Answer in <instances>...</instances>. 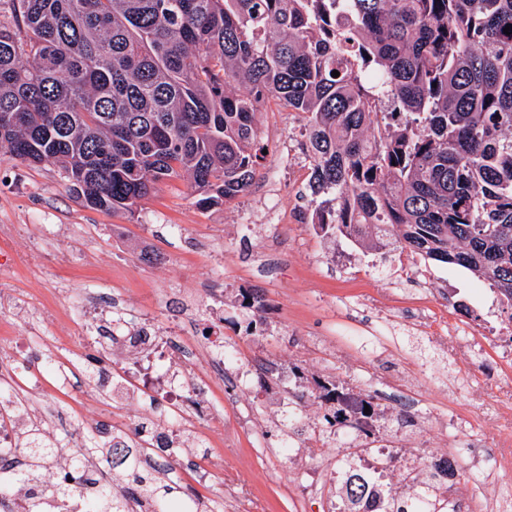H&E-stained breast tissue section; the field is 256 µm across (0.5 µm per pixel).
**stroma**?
<instances>
[{"mask_svg":"<svg viewBox=\"0 0 512 512\" xmlns=\"http://www.w3.org/2000/svg\"><path fill=\"white\" fill-rule=\"evenodd\" d=\"M267 154L251 187L227 205L198 207L190 181L177 178L158 185L135 216L94 210L70 190L55 163L28 165L0 156V337L35 333L24 356L22 384L37 380L45 401L59 413L50 432L69 450L79 441L74 409L85 395L112 396V376L126 359L107 342L79 336V310L61 299L62 289L108 297L125 291V321L151 322L159 333L178 324L181 338L205 344V316L174 321L182 304L206 295L224 311V339L246 357L248 395L224 387L206 391L208 409L199 416L202 445L183 455L174 478L182 487L215 500L222 512H331L336 486L321 479L312 495L299 498L295 486L311 483L308 474L288 472L280 448L292 424L284 419L288 393L295 387L294 367L307 376L358 384L400 372L401 358L420 375L424 411L446 421L435 435L448 442L471 414L470 389L496 377L492 356L462 375L436 337L417 330L405 312H396L378 331L391 353L371 360L352 349L358 325L374 319L372 300L385 294L396 254L370 249L322 230L311 214L319 200L311 193V160L305 149L304 121L279 101L268 100L258 114ZM282 220L266 223L267 205ZM269 237L277 244L272 263L259 261L255 244ZM224 246V259L207 263L212 243ZM354 256L356 268L343 264ZM479 280L452 268L449 286L428 294L437 324L449 314L479 310ZM258 291L261 312L242 307L241 294ZM257 320L256 333L245 326ZM66 362V385L44 374L45 354ZM101 358L102 377L90 380L87 360ZM235 488V499L224 496Z\"/></svg>","mask_w":512,"mask_h":512,"instance_id":"35a3bbf8","label":"stroma"}]
</instances>
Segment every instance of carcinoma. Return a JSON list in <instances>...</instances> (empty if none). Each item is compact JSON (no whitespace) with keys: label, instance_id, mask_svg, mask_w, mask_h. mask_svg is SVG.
<instances>
[{"label":"carcinoma","instance_id":"carcinoma-1","mask_svg":"<svg viewBox=\"0 0 512 512\" xmlns=\"http://www.w3.org/2000/svg\"><path fill=\"white\" fill-rule=\"evenodd\" d=\"M0 9V152L52 160L95 210L134 215L190 176L201 208L226 205L264 159L257 112L303 115L312 222L354 242L468 270L512 309V0H7ZM338 71L339 76L331 73ZM136 451L92 512L133 502L209 512ZM34 466L66 444L23 437ZM0 471V512L14 484ZM392 512H443L428 481Z\"/></svg>","mask_w":512,"mask_h":512}]
</instances>
